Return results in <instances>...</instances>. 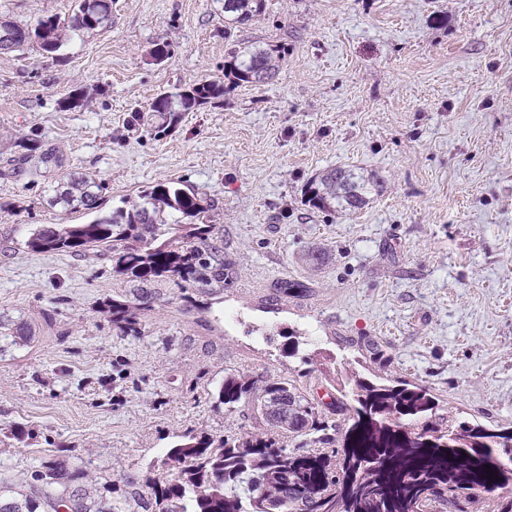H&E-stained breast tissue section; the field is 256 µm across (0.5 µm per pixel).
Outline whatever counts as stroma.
<instances>
[{"label":"stroma","instance_id":"stroma-1","mask_svg":"<svg viewBox=\"0 0 512 512\" xmlns=\"http://www.w3.org/2000/svg\"><path fill=\"white\" fill-rule=\"evenodd\" d=\"M72 0H0L20 25ZM168 45L161 64L149 56ZM284 44L278 76L156 132L164 91L224 77L231 47ZM86 100L60 103L75 89ZM38 151H29L30 142ZM59 156L48 169L43 151ZM0 476L58 459L161 474L184 436L254 431L225 411L229 373L284 377L327 409L376 372L429 389L440 422L512 426V0H266L226 28L224 0H112V25L54 54L0 53ZM374 182L357 211L305 201L331 168ZM103 210L167 179L209 205L224 285L131 280L107 257L36 252L60 179ZM297 290H290V283ZM137 305L140 333L103 308ZM29 337L12 336L18 323ZM297 355H289L290 339Z\"/></svg>","mask_w":512,"mask_h":512}]
</instances>
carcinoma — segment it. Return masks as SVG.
Instances as JSON below:
<instances>
[{
    "label": "carcinoma",
    "mask_w": 512,
    "mask_h": 512,
    "mask_svg": "<svg viewBox=\"0 0 512 512\" xmlns=\"http://www.w3.org/2000/svg\"><path fill=\"white\" fill-rule=\"evenodd\" d=\"M69 19L49 16L33 26L0 19V52L33 43L56 53L71 32L98 26L90 18L107 14L112 0H74ZM265 11V0H224L231 27L248 24ZM286 52L284 44L232 48L224 80H203L150 104L167 125L201 105L224 97V81L269 83ZM101 184L71 175L57 184L51 204L68 210L100 207ZM370 182L351 170L332 169L312 179L306 202L319 210H355L369 200ZM208 206L175 181L139 192L126 207L89 224H44L28 247L74 257L112 255L115 273L136 280L188 279L198 288L224 282V261L210 242ZM112 323L139 331L135 307L106 304ZM351 423L341 438L336 425L292 381L281 377L227 374L217 393L224 409L246 406L260 428L245 437L215 441L194 436L170 448L161 476L121 474L124 489L77 467L47 461L34 482L22 487L0 478V512H471L480 494L505 489L491 512H512V428L480 424L455 428L430 421L435 397L410 383L355 381ZM295 440L288 447L286 438ZM492 469L488 478L485 468Z\"/></svg>",
    "instance_id": "carcinoma-1"
}]
</instances>
